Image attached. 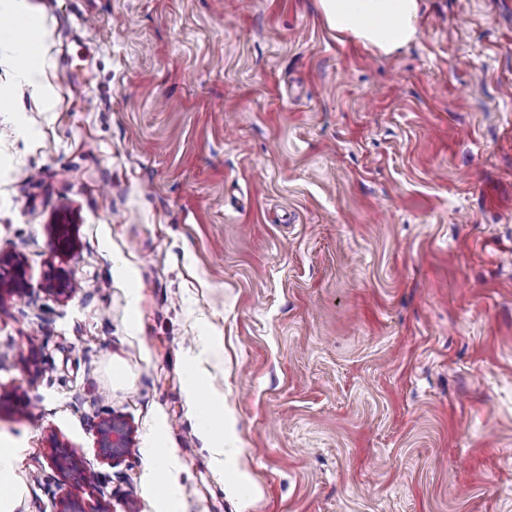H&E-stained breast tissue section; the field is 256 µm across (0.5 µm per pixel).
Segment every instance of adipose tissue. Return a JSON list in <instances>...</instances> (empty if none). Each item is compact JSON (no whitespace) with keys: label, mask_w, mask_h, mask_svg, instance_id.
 Listing matches in <instances>:
<instances>
[{"label":"adipose tissue","mask_w":512,"mask_h":512,"mask_svg":"<svg viewBox=\"0 0 512 512\" xmlns=\"http://www.w3.org/2000/svg\"><path fill=\"white\" fill-rule=\"evenodd\" d=\"M327 25L336 32L390 54L414 40L420 28V0H320ZM201 429L217 442L214 463L222 468L231 489L247 486L231 450L223 442L230 431L223 415H204Z\"/></svg>","instance_id":"obj_1"}]
</instances>
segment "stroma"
Segmentation results:
<instances>
[{
    "instance_id": "obj_1",
    "label": "stroma",
    "mask_w": 512,
    "mask_h": 512,
    "mask_svg": "<svg viewBox=\"0 0 512 512\" xmlns=\"http://www.w3.org/2000/svg\"><path fill=\"white\" fill-rule=\"evenodd\" d=\"M32 3L51 100L0 39L13 512H158L159 441L172 512H512V0H422L388 56L318 0ZM201 429L206 434L213 437L218 442L215 448L214 463L219 468L224 469L227 476L228 485L233 490H240L248 485V478L239 470L236 458L229 448H224V440L230 432V423L224 419L222 413L204 415L201 420ZM98 444L103 459L114 461L130 447V431L123 422L105 419L98 428ZM149 452L155 460V469L152 474L153 481L158 486L166 489V496L160 503L158 511H171L172 504L177 494V488L171 478L169 448H161V446H158V448H150Z\"/></svg>"
}]
</instances>
